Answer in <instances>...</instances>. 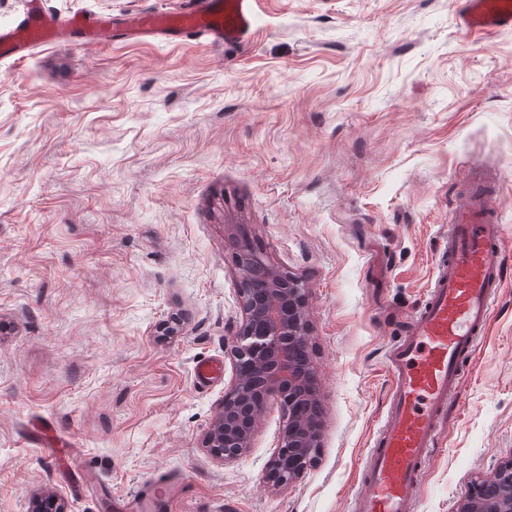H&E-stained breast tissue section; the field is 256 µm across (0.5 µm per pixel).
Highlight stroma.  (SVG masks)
<instances>
[{
    "mask_svg": "<svg viewBox=\"0 0 512 512\" xmlns=\"http://www.w3.org/2000/svg\"><path fill=\"white\" fill-rule=\"evenodd\" d=\"M121 21L186 0H43ZM461 0H255L248 38L83 45L0 63V512L112 504L168 473L172 512H350L403 336L472 165L507 175L512 32ZM306 287L321 448L293 483L204 446L235 379L233 239ZM224 362L223 379L193 369ZM512 456V278L429 457L415 512H454ZM463 32L495 35L512 30L511 0H464L457 16Z\"/></svg>",
    "mask_w": 512,
    "mask_h": 512,
    "instance_id": "obj_1",
    "label": "stroma"
}]
</instances>
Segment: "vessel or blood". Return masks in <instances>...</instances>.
Returning a JSON list of instances; mask_svg holds the SVG:
<instances>
[{
    "label": "vessel or blood",
    "instance_id": "b4317fda",
    "mask_svg": "<svg viewBox=\"0 0 512 512\" xmlns=\"http://www.w3.org/2000/svg\"><path fill=\"white\" fill-rule=\"evenodd\" d=\"M254 0H191L176 13L141 12L125 18L122 29L111 19L81 12L61 19L41 0H28L23 16L0 31V58L19 61L33 50L72 37L86 44L112 40H170L182 34L203 36L216 46L243 42L253 24ZM459 30L495 35L512 30V0H464ZM504 181L471 168L465 203L448 214L443 260L426 298L410 316L405 334L385 351L390 375L387 418L366 455L361 485L350 512H413L414 492L444 426L449 399L459 387L464 361L473 360L494 314L504 285L507 235L495 198ZM184 481L173 476L139 488L134 498L153 512H169Z\"/></svg>",
    "mask_w": 512,
    "mask_h": 512
}]
</instances>
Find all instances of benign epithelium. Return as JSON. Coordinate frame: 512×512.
I'll return each instance as SVG.
<instances>
[{"instance_id":"obj_1","label":"benign epithelium","mask_w":512,"mask_h":512,"mask_svg":"<svg viewBox=\"0 0 512 512\" xmlns=\"http://www.w3.org/2000/svg\"><path fill=\"white\" fill-rule=\"evenodd\" d=\"M265 264L264 288L249 301L240 291L244 312L238 332L231 338L236 368L248 364L253 374H236L224 396V409L206 436V447L219 458L230 459L250 448L256 421L266 404L279 403L288 413L281 431L277 458L308 463L310 449L320 448V434L299 410L309 399L306 375L293 354L307 344L302 280L265 261L263 254L251 256ZM455 512H512V457L489 479L477 480Z\"/></svg>"}]
</instances>
